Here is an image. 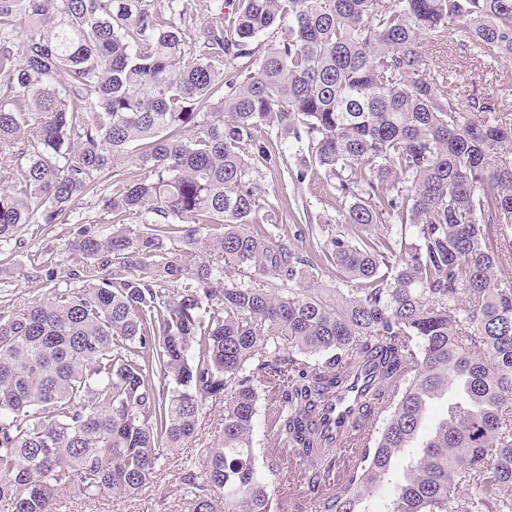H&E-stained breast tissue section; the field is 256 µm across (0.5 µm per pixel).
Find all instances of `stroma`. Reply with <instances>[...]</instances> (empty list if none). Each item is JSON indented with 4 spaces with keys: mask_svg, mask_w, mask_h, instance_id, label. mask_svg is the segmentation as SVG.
I'll return each instance as SVG.
<instances>
[{
    "mask_svg": "<svg viewBox=\"0 0 512 512\" xmlns=\"http://www.w3.org/2000/svg\"><path fill=\"white\" fill-rule=\"evenodd\" d=\"M455 82L466 96L482 93L498 96L502 111L512 114V62L462 67ZM269 148L278 154V165L260 169L257 179L268 195L281 198L277 225L293 249L303 255L308 252V243L300 237L299 226L293 221L295 212L302 209L307 210L314 227L323 229L324 233L351 238L359 234V227L344 223L345 202L334 189L324 186L321 172L310 170L304 182H296L290 177L298 166L295 151L285 150L275 139L270 141ZM74 236V227L67 224L21 225L16 252L10 260L0 263V309L26 308L45 293L44 281L51 273L56 274L59 287L74 286V279L68 275L73 267ZM203 417L200 441L165 452L160 474L138 495L110 493L93 499L72 495L65 499L62 512H185L189 494L179 479L182 464L187 458L200 457L202 445L212 443L221 428L223 403H206Z\"/></svg>",
    "mask_w": 512,
    "mask_h": 512,
    "instance_id": "obj_1",
    "label": "stroma"
}]
</instances>
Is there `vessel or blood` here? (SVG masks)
<instances>
[{
  "label": "vessel or blood",
  "instance_id": "b4317fda",
  "mask_svg": "<svg viewBox=\"0 0 512 512\" xmlns=\"http://www.w3.org/2000/svg\"><path fill=\"white\" fill-rule=\"evenodd\" d=\"M370 383L369 374L358 375L351 389L328 401L319 411L314 426L323 435L330 449H354L362 428L368 423L362 410Z\"/></svg>",
  "mask_w": 512,
  "mask_h": 512
}]
</instances>
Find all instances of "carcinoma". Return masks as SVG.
<instances>
[{
  "label": "carcinoma",
  "mask_w": 512,
  "mask_h": 512,
  "mask_svg": "<svg viewBox=\"0 0 512 512\" xmlns=\"http://www.w3.org/2000/svg\"><path fill=\"white\" fill-rule=\"evenodd\" d=\"M192 15L189 0H0V154L17 159L0 167V255L22 224H76L88 261L79 287L0 310V501L135 495L222 399L203 466L184 462L186 512H282L288 464L314 489L336 467L309 420L369 364L381 425L318 512H370L412 447L383 512H512V118L431 69L433 48L459 43L511 62L512 0ZM271 134L306 147L296 178L322 171L345 223L401 226L316 244L340 288L291 287L304 260L254 178L275 165ZM87 197L108 234L81 224ZM264 380L285 459L254 447ZM453 389L464 401L415 444Z\"/></svg>",
  "instance_id": "cac0c4a2"
}]
</instances>
